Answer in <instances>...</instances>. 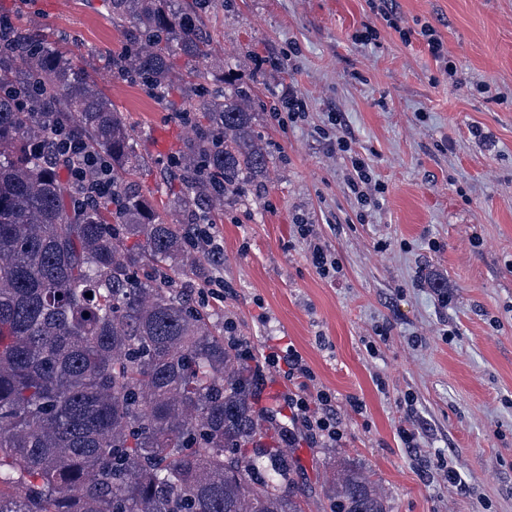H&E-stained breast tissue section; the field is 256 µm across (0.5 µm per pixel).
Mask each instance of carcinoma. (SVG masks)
Listing matches in <instances>:
<instances>
[{"mask_svg": "<svg viewBox=\"0 0 512 512\" xmlns=\"http://www.w3.org/2000/svg\"><path fill=\"white\" fill-rule=\"evenodd\" d=\"M173 2L109 0L135 41L108 67L202 114L173 194L192 216L239 195L267 156L251 91L208 83L206 0ZM60 121L110 160L112 196L76 205L42 151ZM144 166L123 114L67 51L0 26V512H306L292 457L266 442L278 412L255 407L256 371L191 296L221 257L146 200L131 180ZM328 493L338 512H387L356 471Z\"/></svg>", "mask_w": 512, "mask_h": 512, "instance_id": "carcinoma-1", "label": "carcinoma"}]
</instances>
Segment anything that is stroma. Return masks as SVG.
Wrapping results in <instances>:
<instances>
[{"instance_id":"1","label":"stroma","mask_w":512,"mask_h":512,"mask_svg":"<svg viewBox=\"0 0 512 512\" xmlns=\"http://www.w3.org/2000/svg\"><path fill=\"white\" fill-rule=\"evenodd\" d=\"M386 3L409 39L368 0H210L203 10L224 60L211 77L250 85L267 154L264 175L214 216L224 257L215 310L255 357L294 345L336 396L339 445L291 450L308 512H330L325 485L344 468L379 485L389 512H512V0ZM0 12L64 34L74 62L95 67L146 160L139 185L172 208L171 155L192 130L103 69L126 45L108 0H0ZM425 23L456 79L419 37ZM368 24L376 41L354 44ZM292 91L307 116L283 128L272 114ZM335 113L385 186L364 217L350 166L322 136ZM299 222L335 251L336 283L312 267L292 233ZM404 428L419 447H405ZM452 469L465 488L449 485Z\"/></svg>"}]
</instances>
